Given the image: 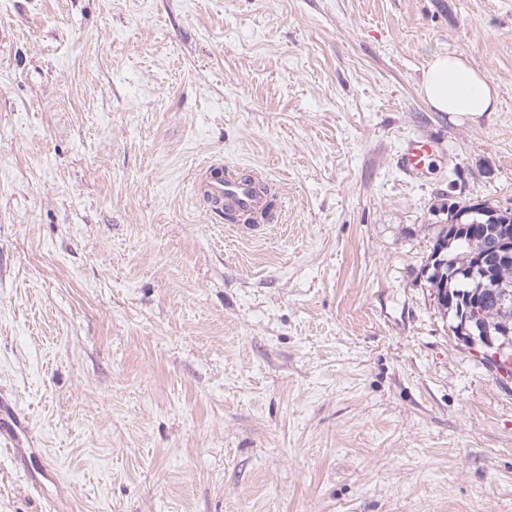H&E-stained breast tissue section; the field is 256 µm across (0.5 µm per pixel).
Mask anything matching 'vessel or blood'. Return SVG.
Segmentation results:
<instances>
[{"mask_svg":"<svg viewBox=\"0 0 512 512\" xmlns=\"http://www.w3.org/2000/svg\"><path fill=\"white\" fill-rule=\"evenodd\" d=\"M434 151L431 143L409 140L400 157L402 170L409 175L420 174L425 160ZM214 162L202 164L197 173L196 188L208 209L215 214L232 210L236 212H258L265 208L267 200L257 187V178H245L239 166L225 167L223 177H215Z\"/></svg>","mask_w":512,"mask_h":512,"instance_id":"obj_1","label":"vessel or blood"}]
</instances>
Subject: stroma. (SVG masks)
Listing matches in <instances>:
<instances>
[{
	"mask_svg": "<svg viewBox=\"0 0 512 512\" xmlns=\"http://www.w3.org/2000/svg\"><path fill=\"white\" fill-rule=\"evenodd\" d=\"M1 28L0 512H512V380L427 283L450 204L512 212V0H0ZM435 52L496 111H433ZM207 158L268 179L258 230L208 213ZM435 147L431 142L409 140L400 157L402 170L409 175H419L424 166L425 160L434 152Z\"/></svg>",
	"mask_w": 512,
	"mask_h": 512,
	"instance_id": "stroma-1",
	"label": "stroma"
}]
</instances>
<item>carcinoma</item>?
<instances>
[{"label":"carcinoma","instance_id":"carcinoma-1","mask_svg":"<svg viewBox=\"0 0 512 512\" xmlns=\"http://www.w3.org/2000/svg\"><path fill=\"white\" fill-rule=\"evenodd\" d=\"M458 225H443L431 255L430 287L446 292L444 312L452 316L449 329L460 337L461 313L467 307H479L483 330L495 333L512 309L505 312L499 305L498 293L512 292V267L500 266L491 252L494 242L512 237V213L488 205L465 204Z\"/></svg>","mask_w":512,"mask_h":512}]
</instances>
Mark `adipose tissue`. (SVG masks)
I'll return each instance as SVG.
<instances>
[{
	"label": "adipose tissue",
	"instance_id": "obj_1",
	"mask_svg": "<svg viewBox=\"0 0 512 512\" xmlns=\"http://www.w3.org/2000/svg\"><path fill=\"white\" fill-rule=\"evenodd\" d=\"M420 93L434 111L473 117L495 111L498 100L496 87L484 73L461 56L440 52L430 57Z\"/></svg>",
	"mask_w": 512,
	"mask_h": 512
}]
</instances>
